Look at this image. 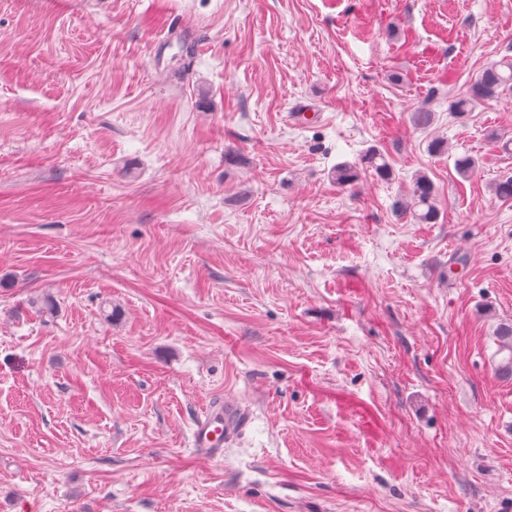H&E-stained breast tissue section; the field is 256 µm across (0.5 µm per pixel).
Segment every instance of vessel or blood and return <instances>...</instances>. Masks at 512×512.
Wrapping results in <instances>:
<instances>
[{
  "label": "vessel or blood",
  "mask_w": 512,
  "mask_h": 512,
  "mask_svg": "<svg viewBox=\"0 0 512 512\" xmlns=\"http://www.w3.org/2000/svg\"><path fill=\"white\" fill-rule=\"evenodd\" d=\"M246 414L234 401L209 407L192 432L191 445L200 454L220 458L225 446L242 430Z\"/></svg>",
  "instance_id": "vessel-or-blood-1"
}]
</instances>
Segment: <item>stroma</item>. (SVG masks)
<instances>
[{
  "label": "stroma",
  "instance_id": "obj_1",
  "mask_svg": "<svg viewBox=\"0 0 512 512\" xmlns=\"http://www.w3.org/2000/svg\"><path fill=\"white\" fill-rule=\"evenodd\" d=\"M506 55L512 0H0V512H512V94L448 110ZM435 187L425 173L418 174L413 180L411 191V217L417 224H435L439 211L435 205ZM246 422L243 409L231 400L210 406L198 420L192 432L191 445L204 456H224V446L232 441Z\"/></svg>",
  "mask_w": 512,
  "mask_h": 512
}]
</instances>
